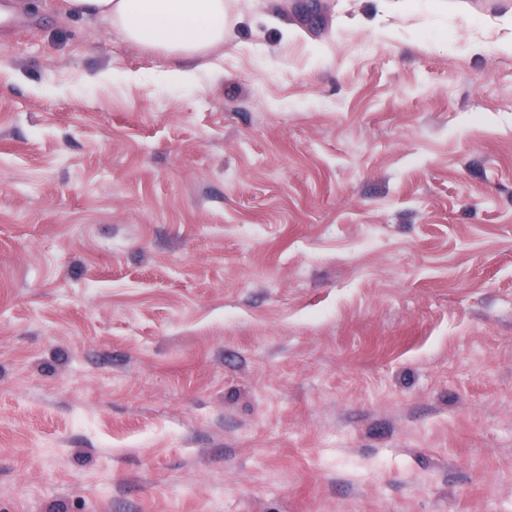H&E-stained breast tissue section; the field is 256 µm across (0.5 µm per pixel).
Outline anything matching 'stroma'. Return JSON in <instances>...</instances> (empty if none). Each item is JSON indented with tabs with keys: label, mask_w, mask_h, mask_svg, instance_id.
Instances as JSON below:
<instances>
[{
	"label": "stroma",
	"mask_w": 512,
	"mask_h": 512,
	"mask_svg": "<svg viewBox=\"0 0 512 512\" xmlns=\"http://www.w3.org/2000/svg\"><path fill=\"white\" fill-rule=\"evenodd\" d=\"M226 2L0 0V512H512V0ZM62 11L103 20L126 40L187 63L224 46V0H62Z\"/></svg>",
	"instance_id": "1"
}]
</instances>
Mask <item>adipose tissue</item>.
<instances>
[{"label": "adipose tissue", "mask_w": 512, "mask_h": 512, "mask_svg": "<svg viewBox=\"0 0 512 512\" xmlns=\"http://www.w3.org/2000/svg\"><path fill=\"white\" fill-rule=\"evenodd\" d=\"M67 15L105 21L126 40L179 59L162 79L186 84L192 61L223 46L224 0H62Z\"/></svg>", "instance_id": "1"}]
</instances>
